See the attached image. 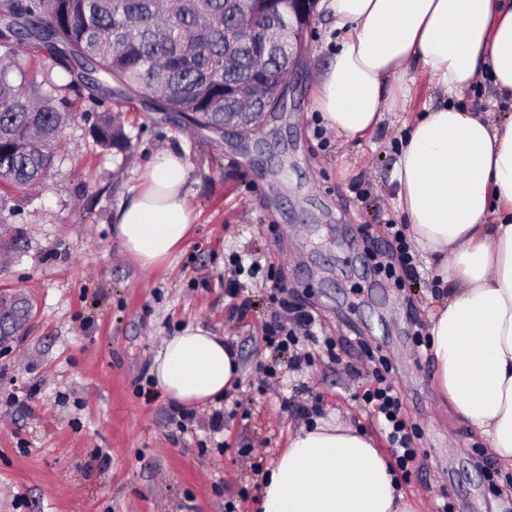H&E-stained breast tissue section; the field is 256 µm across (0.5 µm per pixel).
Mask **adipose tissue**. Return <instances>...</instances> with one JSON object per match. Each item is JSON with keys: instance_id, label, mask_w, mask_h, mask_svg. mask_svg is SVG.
Listing matches in <instances>:
<instances>
[{"instance_id": "ef3b65f1", "label": "adipose tissue", "mask_w": 512, "mask_h": 512, "mask_svg": "<svg viewBox=\"0 0 512 512\" xmlns=\"http://www.w3.org/2000/svg\"><path fill=\"white\" fill-rule=\"evenodd\" d=\"M343 37L315 103L327 126L371 134L418 68L446 102L416 117L395 165L410 234L440 255L448 296L429 319L435 384L512 470V118L452 105L488 78L512 101V0H321ZM186 159L155 153L112 216L122 252L147 272L179 251L199 214ZM237 350L199 325L165 339L152 373L173 402L214 401L240 378ZM262 512H415L376 441L330 420L293 432L262 490Z\"/></svg>"}]
</instances>
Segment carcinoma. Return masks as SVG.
I'll use <instances>...</instances> for the list:
<instances>
[{"instance_id":"1","label":"carcinoma","mask_w":512,"mask_h":512,"mask_svg":"<svg viewBox=\"0 0 512 512\" xmlns=\"http://www.w3.org/2000/svg\"><path fill=\"white\" fill-rule=\"evenodd\" d=\"M288 12L269 0H0V204L4 191H26L43 179L64 146L69 103L55 95L49 75L29 76L16 64L24 46L40 43L61 71L84 86L112 94V86L150 96L191 124L216 131L236 95L258 83L270 95L282 61L270 59L260 30L253 44L227 32L254 17ZM97 140L119 152L130 138L104 111Z\"/></svg>"}]
</instances>
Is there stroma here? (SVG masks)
Segmentation results:
<instances>
[{"instance_id": "obj_1", "label": "stroma", "mask_w": 512, "mask_h": 512, "mask_svg": "<svg viewBox=\"0 0 512 512\" xmlns=\"http://www.w3.org/2000/svg\"><path fill=\"white\" fill-rule=\"evenodd\" d=\"M336 43L314 14L284 112L247 136L190 127L128 91L105 106L131 138L122 155L90 132L101 110L90 89H59L74 115L64 147L36 188L0 206V512H258L264 475L314 419L388 449L354 398L382 361L422 428L424 454L401 484L417 512L445 500L454 512H512V470L442 405L429 352L413 353L448 292L439 259L414 245L404 268L382 235L409 228L391 179L404 125L442 96L415 74L407 107L367 137L339 135L315 109ZM163 149L185 155L200 218L183 250L146 274L121 253L112 214ZM237 255L263 268L243 288L228 283ZM301 313L316 337L300 340L312 360L294 368L265 336ZM190 324L231 342L242 375L179 427L181 407L146 379L163 340Z\"/></svg>"}]
</instances>
